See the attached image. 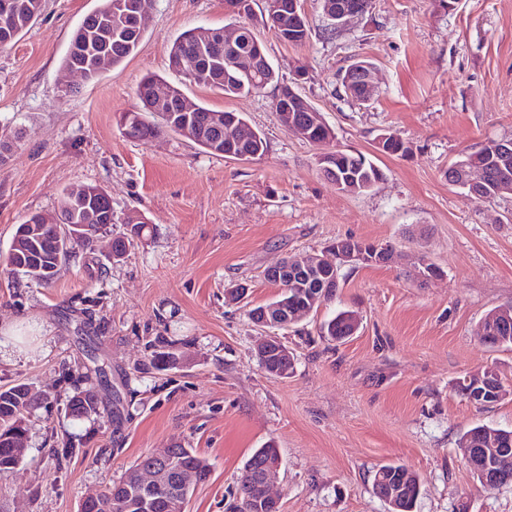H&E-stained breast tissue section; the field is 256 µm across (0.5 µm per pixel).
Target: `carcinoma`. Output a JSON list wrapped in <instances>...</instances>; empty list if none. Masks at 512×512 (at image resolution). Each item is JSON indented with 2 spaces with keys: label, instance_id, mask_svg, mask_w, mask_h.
<instances>
[{
  "label": "carcinoma",
  "instance_id": "carcinoma-1",
  "mask_svg": "<svg viewBox=\"0 0 512 512\" xmlns=\"http://www.w3.org/2000/svg\"><path fill=\"white\" fill-rule=\"evenodd\" d=\"M20 8L4 20L0 19V47L11 44L40 15L43 0H18ZM128 3H145L152 5V0H103L101 7L88 14L74 31L62 68L70 70L75 67L83 70L84 79L95 80L105 71L119 65L132 55L143 38V33L135 32L126 19L123 6ZM282 41L300 44L311 34L309 22L302 25L286 21L278 25ZM217 29L198 27L185 32L172 45L170 55L182 59L184 64L198 62L201 49L215 43ZM198 83L217 89L227 97L258 92L270 85L279 84V73L270 67L263 70L259 77L253 79L242 76L231 80L224 75L221 68L200 70ZM165 89L167 94V111L180 117L182 101L185 100L181 90L167 81L155 76L144 79L138 88V97L145 110H150L148 95L155 90ZM192 128L185 133L174 129L162 121H148L142 112H123L120 124L124 134L131 139L158 138L167 132L189 139L206 152L215 155L258 154L266 152L267 144L239 113L216 111L203 105H195L190 113ZM234 120L241 127L239 142L228 146L224 144V121ZM387 138L380 150L390 155L403 154L407 151L404 142L393 132H386ZM334 138V132L326 127H309L306 141L327 146ZM323 164L333 171V182L352 184L357 191L370 189L382 179V172L371 159L362 153L345 151H327L321 158ZM460 165L481 166L495 174L507 173L508 182L512 183V155L504 160L490 148L471 152L458 161ZM40 223L21 224L17 227L13 245L7 256L10 271L21 278L39 284H49L58 275L56 267H62L81 249L85 252L94 250L102 229L112 223V207L108 196L92 184H77L63 191L61 209L58 216L38 214ZM131 224V238L117 240L112 244V253L119 261L126 254L134 238L143 234L146 221L140 215L127 218ZM68 224V231L57 225ZM354 314L341 311L323 326L325 336L331 340L343 339L351 335V322ZM39 397L31 392V385L17 384L0 391V478L13 476L12 449L22 445L27 428L23 426L26 415L38 405ZM67 410L75 419L87 418L99 411V397L95 387H81L70 398ZM171 456L181 458L199 472V479L207 481L211 473V463L193 448L174 446L169 449ZM278 457L276 448L268 444L255 449L245 460L239 481V489L247 488L253 474L268 461ZM387 480L396 490V496L388 503L390 512H413L420 494L419 478L410 481V485L401 486L400 466L386 464L379 467L374 480ZM93 512H138L120 499L112 496V487L100 492L98 503L92 506Z\"/></svg>",
  "mask_w": 512,
  "mask_h": 512
}]
</instances>
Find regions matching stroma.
Segmentation results:
<instances>
[{
	"mask_svg": "<svg viewBox=\"0 0 512 512\" xmlns=\"http://www.w3.org/2000/svg\"><path fill=\"white\" fill-rule=\"evenodd\" d=\"M100 4L43 0L0 49V139L11 144L0 166V387L25 383L47 398L27 417L18 475L0 479V507L76 512L140 457L181 445L212 465L187 512H226L245 459L271 442L281 512H388L372 483L391 463L420 478L414 512H512V485L480 486L458 448L473 426L512 430V396L480 407L457 388L490 368L512 389V347L476 334L489 310L512 307V195L479 200L448 182L452 163L512 139V0H373L332 39L321 0H301L311 34L300 45L256 25L272 65L333 129L335 148L381 170L362 193L338 191L319 170L318 146L280 124L274 87L227 97L170 69L182 32L233 25L224 0H153L130 57L93 81L64 78L71 35ZM361 58L378 70L366 104L340 83ZM149 75L242 113L265 155L224 158L172 133L124 136L119 116L139 109ZM388 131L405 154L379 150ZM77 183L112 204L93 254L77 252L47 285L11 274L18 225L57 212ZM134 211L144 235L113 261L112 241L128 235ZM346 238L389 246L395 258L343 267L333 297L277 333L292 371L264 372L254 344L265 330L248 311L278 294L265 270ZM423 258L438 277L420 276ZM233 287L243 301H227ZM342 310L359 328L327 340L321 326ZM163 345L177 361L159 371L150 360ZM97 366L120 393L121 415L107 401L74 419L67 400Z\"/></svg>",
	"mask_w": 512,
	"mask_h": 512,
	"instance_id": "obj_1",
	"label": "stroma"
}]
</instances>
